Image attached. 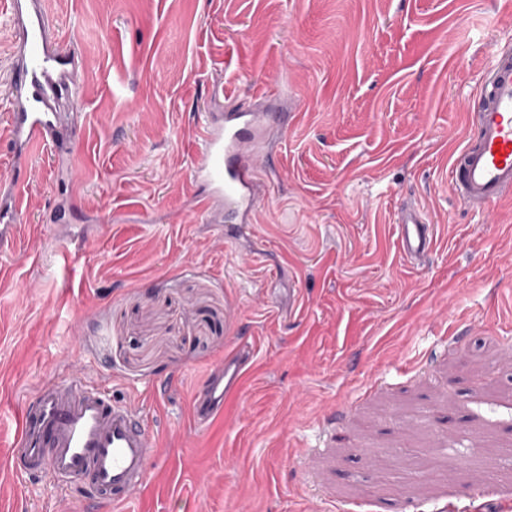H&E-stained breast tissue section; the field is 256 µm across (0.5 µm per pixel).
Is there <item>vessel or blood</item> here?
<instances>
[{
  "instance_id": "vessel-or-blood-1",
  "label": "vessel or blood",
  "mask_w": 512,
  "mask_h": 512,
  "mask_svg": "<svg viewBox=\"0 0 512 512\" xmlns=\"http://www.w3.org/2000/svg\"><path fill=\"white\" fill-rule=\"evenodd\" d=\"M10 19L20 33L13 63L16 92L9 97L11 163L0 171L11 206L1 216L0 243L14 239L10 220L27 192L26 172L32 152L54 146L65 127L62 98L78 102L73 90L74 65L64 46L54 41L44 14L32 0H9ZM267 94L256 95L247 108L205 113L201 142L194 154L192 180L208 187L199 210L212 214L223 204L225 235L236 224H250L261 201L263 178L252 147L263 131L288 126V115L271 109ZM474 131L451 168L452 189L467 209L483 211L512 196V45L501 47L486 68ZM398 247L411 263L434 249V236L419 211L400 210L396 219ZM249 354L246 348L216 364L198 393L197 420L224 411L225 402L243 393ZM19 433L12 450L21 475L44 480L61 490L83 483L94 503H121L142 487L156 450L141 414L116 400L106 388L74 380H49L25 400Z\"/></svg>"
}]
</instances>
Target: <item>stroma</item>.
<instances>
[{
    "label": "stroma",
    "instance_id": "1",
    "mask_svg": "<svg viewBox=\"0 0 512 512\" xmlns=\"http://www.w3.org/2000/svg\"><path fill=\"white\" fill-rule=\"evenodd\" d=\"M74 52L77 179L34 155L0 246V512H512V199L461 206L454 157L512 0H43ZM20 35L0 14V138ZM288 113L257 236L197 222L201 113ZM419 208L435 247L397 244ZM241 400L193 414L211 367ZM156 442L118 505L18 476L22 401L73 367ZM398 247L407 260L418 264L434 249V236L419 211L412 207L400 210L396 219ZM249 354L245 346L224 356L216 364L204 385L198 392L195 416L198 421H208L224 412V402L239 397L243 393L247 375Z\"/></svg>",
    "mask_w": 512,
    "mask_h": 512
}]
</instances>
